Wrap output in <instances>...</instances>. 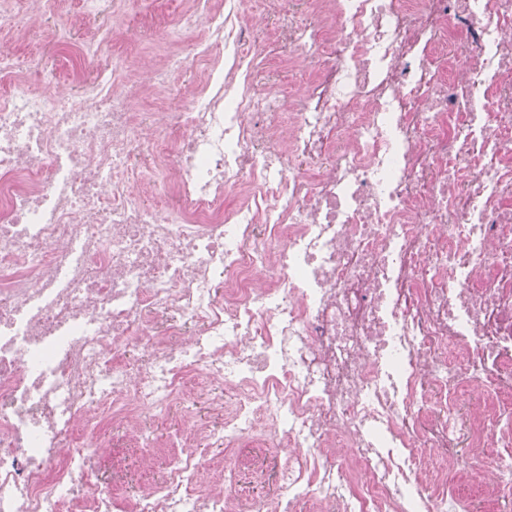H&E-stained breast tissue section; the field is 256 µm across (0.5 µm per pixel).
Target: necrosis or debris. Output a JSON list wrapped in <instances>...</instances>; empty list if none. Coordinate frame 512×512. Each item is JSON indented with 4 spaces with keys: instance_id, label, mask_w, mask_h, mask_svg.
Instances as JSON below:
<instances>
[{
    "instance_id": "4bbe7bcc",
    "label": "necrosis or debris",
    "mask_w": 512,
    "mask_h": 512,
    "mask_svg": "<svg viewBox=\"0 0 512 512\" xmlns=\"http://www.w3.org/2000/svg\"><path fill=\"white\" fill-rule=\"evenodd\" d=\"M187 2L173 111L177 57L103 64L127 0H0L88 60L51 94L0 51V512H512V0ZM277 55L301 89L255 83ZM200 372L209 418L119 493L101 458L148 463ZM214 443L282 453L279 496L206 476ZM182 414V409L175 407L160 417L150 419L146 433L151 438H162L164 442L170 440L177 433Z\"/></svg>"
}]
</instances>
